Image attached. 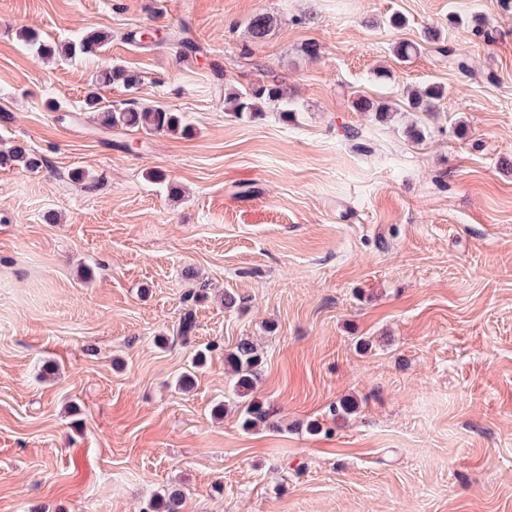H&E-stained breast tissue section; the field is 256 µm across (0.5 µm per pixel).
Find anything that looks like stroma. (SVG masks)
<instances>
[{"label":"stroma","instance_id":"35a3bbf8","mask_svg":"<svg viewBox=\"0 0 512 512\" xmlns=\"http://www.w3.org/2000/svg\"><path fill=\"white\" fill-rule=\"evenodd\" d=\"M21 27L110 40L46 59ZM183 28L189 59L166 38ZM139 29L163 39L130 42ZM429 29L468 46L469 71ZM402 40L422 44L406 62ZM115 61L135 88L92 85ZM258 81L287 87L292 121L226 112ZM434 82L435 110L408 111L406 89ZM91 92L189 129H103ZM357 92L392 116L356 110ZM1 113L46 165L0 166V512H144L171 489L182 512H512V5L0 0ZM244 337L270 428L244 429L231 393L224 355Z\"/></svg>","mask_w":512,"mask_h":512}]
</instances>
